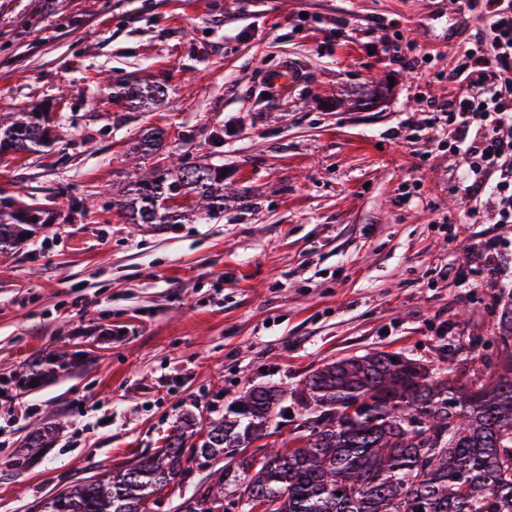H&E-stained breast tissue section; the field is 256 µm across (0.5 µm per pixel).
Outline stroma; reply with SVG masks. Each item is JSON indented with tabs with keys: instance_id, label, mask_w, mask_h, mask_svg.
<instances>
[{
	"instance_id": "obj_1",
	"label": "stroma",
	"mask_w": 512,
	"mask_h": 512,
	"mask_svg": "<svg viewBox=\"0 0 512 512\" xmlns=\"http://www.w3.org/2000/svg\"><path fill=\"white\" fill-rule=\"evenodd\" d=\"M477 25L453 0H0V113L48 109L57 137L0 158V194L55 215L0 253V512H36L181 417L221 420L247 386L331 360L398 352L456 378L496 363L512 224L449 239L460 161L436 132L410 135L453 93ZM396 40L417 64L385 53ZM290 63L301 79L271 90L265 73ZM106 76L163 93L128 110ZM146 130L224 165L238 194L218 219L130 222L117 192ZM62 352L76 364L18 386ZM56 424L52 447L24 449ZM223 466L194 467L156 512H184Z\"/></svg>"
}]
</instances>
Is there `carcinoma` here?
Wrapping results in <instances>:
<instances>
[{
  "instance_id": "1",
  "label": "carcinoma",
  "mask_w": 512,
  "mask_h": 512,
  "mask_svg": "<svg viewBox=\"0 0 512 512\" xmlns=\"http://www.w3.org/2000/svg\"><path fill=\"white\" fill-rule=\"evenodd\" d=\"M160 93L153 82L112 84V100L129 107ZM48 126L45 112L0 115V155L38 151L51 139ZM160 138L152 132L130 151L152 155ZM223 169L180 158L153 167L121 206L134 224H206L224 212ZM178 196L195 205L170 206ZM41 223L42 211L0 198V252ZM496 329L500 366L461 379L372 352L325 363L292 391L252 385L221 421L203 429L183 418L152 455L74 485L44 512H146L153 495L189 476L191 463L218 457L224 473L186 512H217L230 494L247 512H512V299L498 305ZM288 395L307 411L294 435L278 448H253ZM50 434L59 428L33 430L27 447H45Z\"/></svg>"
}]
</instances>
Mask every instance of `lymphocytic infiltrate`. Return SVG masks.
<instances>
[{
    "label": "lymphocytic infiltrate",
    "mask_w": 512,
    "mask_h": 512,
    "mask_svg": "<svg viewBox=\"0 0 512 512\" xmlns=\"http://www.w3.org/2000/svg\"><path fill=\"white\" fill-rule=\"evenodd\" d=\"M459 9L480 26L448 70L455 93L429 101L421 125L465 161L453 191L466 211L444 219L454 233L463 222L512 224V0H459Z\"/></svg>",
    "instance_id": "obj_1"
}]
</instances>
